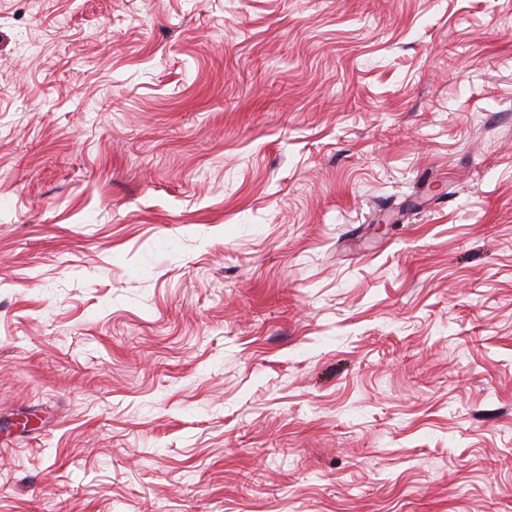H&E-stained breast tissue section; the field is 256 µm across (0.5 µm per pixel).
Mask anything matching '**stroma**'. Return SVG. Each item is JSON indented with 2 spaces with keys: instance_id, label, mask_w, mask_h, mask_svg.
Listing matches in <instances>:
<instances>
[{
  "instance_id": "35a3bbf8",
  "label": "stroma",
  "mask_w": 512,
  "mask_h": 512,
  "mask_svg": "<svg viewBox=\"0 0 512 512\" xmlns=\"http://www.w3.org/2000/svg\"><path fill=\"white\" fill-rule=\"evenodd\" d=\"M0 512H512V0H0Z\"/></svg>"
}]
</instances>
